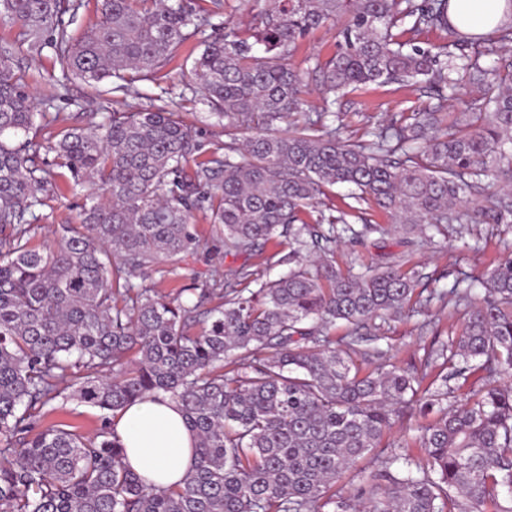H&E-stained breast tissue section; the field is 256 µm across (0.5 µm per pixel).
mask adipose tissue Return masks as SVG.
<instances>
[{
    "mask_svg": "<svg viewBox=\"0 0 512 512\" xmlns=\"http://www.w3.org/2000/svg\"><path fill=\"white\" fill-rule=\"evenodd\" d=\"M512 18V0H449L448 19L461 31L486 35ZM113 427L126 464L158 490L180 485L194 467L196 439L180 406L170 400L135 401L117 412Z\"/></svg>",
    "mask_w": 512,
    "mask_h": 512,
    "instance_id": "ef3b65f1",
    "label": "adipose tissue"
}]
</instances>
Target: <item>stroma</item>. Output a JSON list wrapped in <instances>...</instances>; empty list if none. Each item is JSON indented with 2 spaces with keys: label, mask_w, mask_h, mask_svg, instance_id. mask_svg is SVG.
<instances>
[{
  "label": "stroma",
  "mask_w": 512,
  "mask_h": 512,
  "mask_svg": "<svg viewBox=\"0 0 512 512\" xmlns=\"http://www.w3.org/2000/svg\"><path fill=\"white\" fill-rule=\"evenodd\" d=\"M210 15L200 37L186 42L177 56L161 71L150 74L129 71L125 74V91L97 96L94 89L75 75L66 60L52 48L35 54L20 49L14 57V70L31 94L36 111L52 120L49 133L69 126H87L106 120L112 111L151 106H165L182 112L185 120L198 130L205 150L221 147V126L207 116L208 108L200 101L201 93L190 86L186 73L201 52V39L218 32L257 24L265 9V0H222L214 8L212 0H195ZM337 27L330 24L305 35L289 57L292 67L303 69L308 59H327L336 49ZM430 99L415 85H371L348 93L342 100L338 124L343 139L356 141L365 132L399 121L402 113L428 106ZM56 188L35 210L33 242L47 245L54 241L59 225L77 221L80 206L90 192L88 186L73 185L67 169L53 167ZM195 228L203 241L197 253L161 274L147 269L134 283L155 289L166 297L182 296L196 302L199 288L216 281L233 280L243 257L225 254L212 224L204 214H197ZM350 229L341 233L336 244L335 260L342 270L365 272L384 257H399L406 268L422 277L427 289L449 291L454 284L468 286L506 249L512 248V224H451L444 233L428 239L402 230L385 235L366 234L362 222L350 219ZM467 306L432 301L420 312L402 311L386 318L379 345L384 350V364L403 369L420 366L433 344L452 342L467 319ZM103 413L98 408L74 401L45 407L37 418V427L50 424L67 430L93 434L100 426Z\"/></svg>",
  "instance_id": "stroma-1"
}]
</instances>
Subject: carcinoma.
Returning a JSON list of instances; mask_svg holds the SVG:
<instances>
[{
    "mask_svg": "<svg viewBox=\"0 0 512 512\" xmlns=\"http://www.w3.org/2000/svg\"><path fill=\"white\" fill-rule=\"evenodd\" d=\"M75 0H0V18L19 28L32 53L50 46L90 84L128 70L168 65L207 18L182 2L100 0L98 20L68 31ZM344 20L339 47L310 70L288 66L300 38ZM435 32L437 52L414 36ZM471 37L448 21V0H266L261 21L219 33L189 71L224 129L223 150L207 153L181 113L112 112L93 129L73 126L49 146L57 166L87 183L96 200L54 244L31 246L28 220L52 186L42 167L34 104L15 77L13 49L0 45V512H512V253L481 281L482 294L457 340L427 354L424 370L364 371L355 357L380 360L374 320L422 304L419 276L388 257L365 274L328 260L336 227L354 216L367 233L388 228L435 234L461 223L456 207L474 200L485 224L512 223V196L489 194V168L512 183V55L481 64ZM266 56L254 55V46ZM512 49V23L486 53ZM462 74L483 97L472 111H445ZM325 98L423 76L437 100L373 140L346 143L326 113L296 124L306 77ZM283 122L293 130L271 133ZM354 188L340 216L318 214L326 188ZM209 216L224 253L258 254L276 239L289 262L320 259L253 290V271L201 289L216 301L165 299L132 283L197 251L195 214ZM327 222V232L316 225ZM209 321L199 333L192 326ZM346 350L333 346L336 323ZM459 356L462 363H452ZM451 366L424 384L427 368ZM486 373L473 402L443 406L448 382ZM181 406L196 436L195 467L183 485L151 490L122 463L109 417L86 437L35 417L57 400L112 414L145 397ZM421 402L435 414L409 445L370 477V489L343 496V473L381 447L395 417Z\"/></svg>",
    "mask_w": 512,
    "mask_h": 512,
    "instance_id": "1",
    "label": "carcinoma"
}]
</instances>
